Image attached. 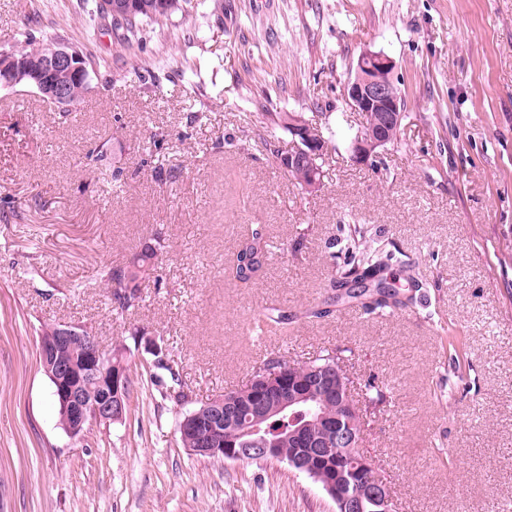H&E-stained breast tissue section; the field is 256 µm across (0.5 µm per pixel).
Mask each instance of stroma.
I'll use <instances>...</instances> for the list:
<instances>
[{
	"mask_svg": "<svg viewBox=\"0 0 512 512\" xmlns=\"http://www.w3.org/2000/svg\"><path fill=\"white\" fill-rule=\"evenodd\" d=\"M85 0H0V45L20 35L99 61L77 112L0 86V512H336L288 465L191 455L184 406L163 397L133 335L166 345L200 404L244 386L263 360L351 349L355 399L374 406L362 448L396 512H512V0H192L121 31ZM391 57L406 100L400 143L351 161L358 116L344 86L363 52ZM329 123L335 148L318 191L275 159L277 113ZM109 143L120 179L89 152ZM275 247L254 284L223 268L243 227ZM377 235L415 262L417 303L383 316L320 308L335 271L329 240ZM162 233L169 247L139 309L113 308L98 277ZM277 306L284 336H257ZM89 328L128 345L122 420L75 440L39 363L41 330ZM466 339L470 387L448 399V336Z\"/></svg>",
	"mask_w": 512,
	"mask_h": 512,
	"instance_id": "obj_1",
	"label": "stroma"
}]
</instances>
